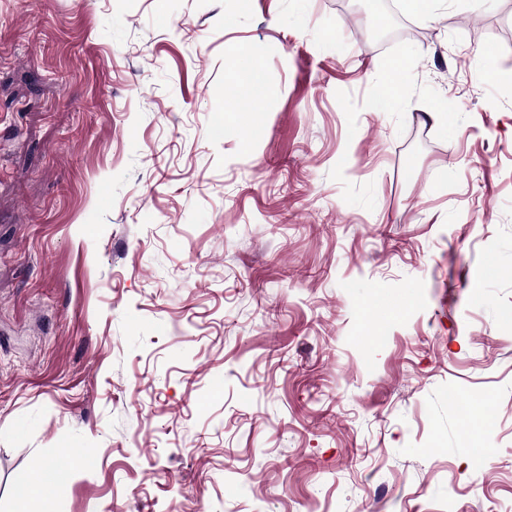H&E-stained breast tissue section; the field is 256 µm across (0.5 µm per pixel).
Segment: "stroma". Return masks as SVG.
<instances>
[{"instance_id": "35a3bbf8", "label": "stroma", "mask_w": 512, "mask_h": 512, "mask_svg": "<svg viewBox=\"0 0 512 512\" xmlns=\"http://www.w3.org/2000/svg\"><path fill=\"white\" fill-rule=\"evenodd\" d=\"M510 309L512 0H0V512H512ZM56 473L57 469L55 465L51 464L46 467L43 472L42 485L26 481L21 482L16 489V512H34L28 510V505L39 494L42 487L47 485H61V480L56 476Z\"/></svg>"}]
</instances>
